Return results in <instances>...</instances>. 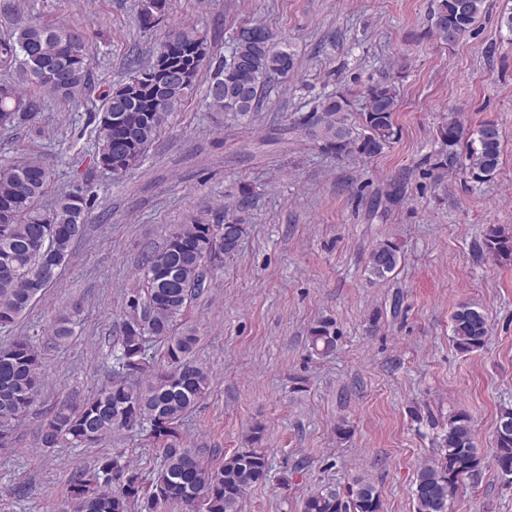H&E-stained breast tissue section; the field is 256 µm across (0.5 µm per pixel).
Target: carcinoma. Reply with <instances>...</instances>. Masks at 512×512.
<instances>
[{
  "label": "carcinoma",
  "instance_id": "1",
  "mask_svg": "<svg viewBox=\"0 0 512 512\" xmlns=\"http://www.w3.org/2000/svg\"><path fill=\"white\" fill-rule=\"evenodd\" d=\"M168 0H137L142 27L152 28L165 15ZM484 0H434L424 37L452 45L471 33L479 22ZM206 39L193 29L177 32L153 51L151 60L137 66L121 84L102 94L103 105L94 129L96 163L119 176L140 164L165 117L193 93L206 64ZM26 70L30 93L23 95L0 84V113L18 122L40 108L38 93L47 90L67 103L92 89L90 57L84 33L60 26L18 23L0 39V66ZM295 53L261 25L240 29L228 56L215 68L206 91V107L224 118L242 121L256 112L264 89L295 73ZM363 108H354L350 91H334L313 99L310 111L295 126L318 147L338 157L358 153L371 157L393 142L397 129V88L387 78L364 89ZM439 149L429 156L426 175L442 181L464 169L479 184L490 182L502 163V135L498 124L486 121L467 131L457 118L438 131ZM51 174L29 161L0 164V327L14 324L56 281L74 243L82 237L97 196L81 188L61 195L54 209L44 213L37 201L48 191ZM247 232L233 217L224 224H183L165 245L145 256L143 291L128 300L133 311L112 351L117 378L79 401L65 400L46 413L40 447H90L117 430L136 429L161 453V461L147 478L121 453L97 458L93 469L80 471L67 485L61 512H162L171 503L183 512H240V503L254 484L267 479L270 466L260 446L263 426L249 428L250 447L224 458V464L202 465L183 446L179 426L206 395L208 370L193 359L198 336L192 329L173 334L174 325L192 299L205 288L209 265L233 256ZM482 252L512 261V235L488 228ZM401 260L400 247L391 241L371 251L367 272L384 279ZM453 342L470 353L482 348L489 323L474 303L461 304L452 315ZM167 343V367L143 385L126 377L145 372L146 344ZM311 348L320 355L336 349V328L328 320L309 330ZM44 386L43 360L31 337L20 336L0 348V447L13 443L16 424L35 407ZM492 463L502 479H512V407L500 410L494 432ZM485 462L475 444L470 417L458 412L448 418L440 452L417 471L412 498L415 512H453L464 478L477 474ZM200 494L197 507L187 504L186 491ZM303 512H383L375 486L355 477L343 487L309 495Z\"/></svg>",
  "mask_w": 512,
  "mask_h": 512
}]
</instances>
